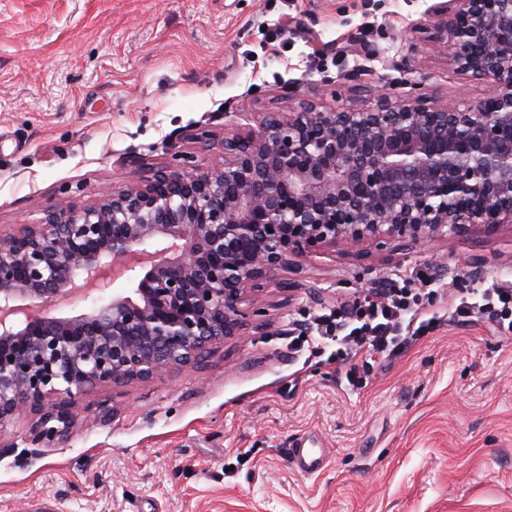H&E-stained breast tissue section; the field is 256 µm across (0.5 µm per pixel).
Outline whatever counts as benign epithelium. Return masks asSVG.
<instances>
[{
	"label": "benign epithelium",
	"mask_w": 512,
	"mask_h": 512,
	"mask_svg": "<svg viewBox=\"0 0 512 512\" xmlns=\"http://www.w3.org/2000/svg\"><path fill=\"white\" fill-rule=\"evenodd\" d=\"M427 14L459 71L490 82L482 101L450 109L415 82L407 101L378 89L371 105L267 112L224 130L216 168H162L0 236V428L29 408L51 441L76 394L196 363L244 335L255 284L326 246L423 249L512 224V0H441ZM119 276L131 294L76 316L20 305L78 279L104 294Z\"/></svg>",
	"instance_id": "1"
}]
</instances>
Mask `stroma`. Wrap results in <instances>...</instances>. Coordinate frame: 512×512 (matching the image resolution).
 Masks as SVG:
<instances>
[{
    "label": "stroma",
    "mask_w": 512,
    "mask_h": 512,
    "mask_svg": "<svg viewBox=\"0 0 512 512\" xmlns=\"http://www.w3.org/2000/svg\"><path fill=\"white\" fill-rule=\"evenodd\" d=\"M433 2L0 0V235L179 154L212 167L225 128L265 112L384 82L405 99L408 74L449 106L483 99ZM433 271L512 282V227L321 249L261 282L243 335L193 368L77 394L69 437L39 438L19 412L0 428V512H512V341L488 323L438 320L355 387L288 356L289 321ZM306 434L329 451L312 476L288 460Z\"/></svg>",
    "instance_id": "35a3bbf8"
}]
</instances>
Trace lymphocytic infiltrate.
<instances>
[{
  "label": "lymphocytic infiltrate",
  "instance_id": "1",
  "mask_svg": "<svg viewBox=\"0 0 512 512\" xmlns=\"http://www.w3.org/2000/svg\"><path fill=\"white\" fill-rule=\"evenodd\" d=\"M435 284L432 277L418 281L404 275L384 291L337 302L329 312L294 327L288 352L294 358L306 353L327 356L351 384H358L362 358H390L420 339L438 295ZM478 314L511 341L512 283L484 289L473 302L461 298L454 306L455 319L467 321Z\"/></svg>",
  "mask_w": 512,
  "mask_h": 512
}]
</instances>
